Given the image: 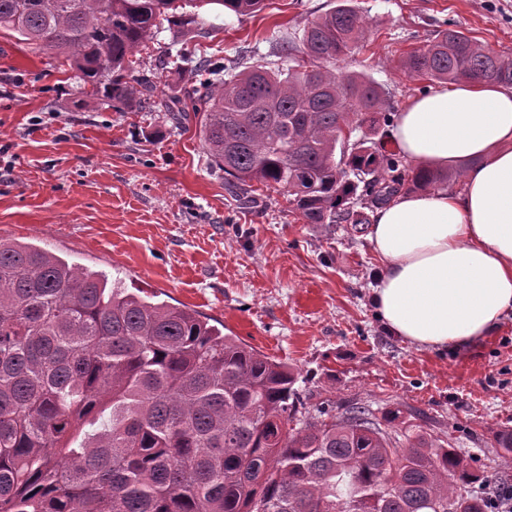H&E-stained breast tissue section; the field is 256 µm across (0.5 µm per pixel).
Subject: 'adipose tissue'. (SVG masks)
Listing matches in <instances>:
<instances>
[{
    "label": "adipose tissue",
    "instance_id": "obj_1",
    "mask_svg": "<svg viewBox=\"0 0 512 512\" xmlns=\"http://www.w3.org/2000/svg\"><path fill=\"white\" fill-rule=\"evenodd\" d=\"M393 138L408 159L460 168L458 196H398L373 215L387 329L424 350L464 349L512 315V89L468 82L411 100Z\"/></svg>",
    "mask_w": 512,
    "mask_h": 512
}]
</instances>
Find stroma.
Masks as SVG:
<instances>
[{
    "mask_svg": "<svg viewBox=\"0 0 512 512\" xmlns=\"http://www.w3.org/2000/svg\"><path fill=\"white\" fill-rule=\"evenodd\" d=\"M362 47L342 64L391 93L393 112L433 92L408 77L407 53L448 28L512 56V0H357ZM333 0H266L260 12L206 11L198 53L215 61L271 54ZM182 37L163 23L138 68L153 80L145 108L85 104L77 71L0 31V237L31 242L82 268L187 307L226 335L299 373L311 404L360 399L377 416L421 425L473 467L512 472L492 434L512 429V317L463 350L416 348L385 330L371 290L380 273L368 233L307 224L283 191L256 185L245 209L224 187L196 125L166 119L189 77L159 59Z\"/></svg>",
    "mask_w": 512,
    "mask_h": 512,
    "instance_id": "1",
    "label": "stroma"
}]
</instances>
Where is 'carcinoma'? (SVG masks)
Wrapping results in <instances>:
<instances>
[{"label":"carcinoma","mask_w":512,"mask_h":512,"mask_svg":"<svg viewBox=\"0 0 512 512\" xmlns=\"http://www.w3.org/2000/svg\"><path fill=\"white\" fill-rule=\"evenodd\" d=\"M264 0H0V30L64 57L86 97L135 112L154 85L134 75L166 20L189 35L196 9L245 16ZM354 0L308 21L276 60L216 75L186 48L195 85L168 116L196 121L238 203L278 187L306 224H368L402 193L445 190L462 170L409 171L386 149L388 92L336 69L364 39ZM402 68L432 82L512 86V57L454 29ZM362 135L353 140L356 132ZM288 365L196 312L33 243L0 240V512H498L506 471L472 469L447 442L351 400L310 408ZM512 457V431L494 435Z\"/></svg>","instance_id":"cac0c4a2"}]
</instances>
